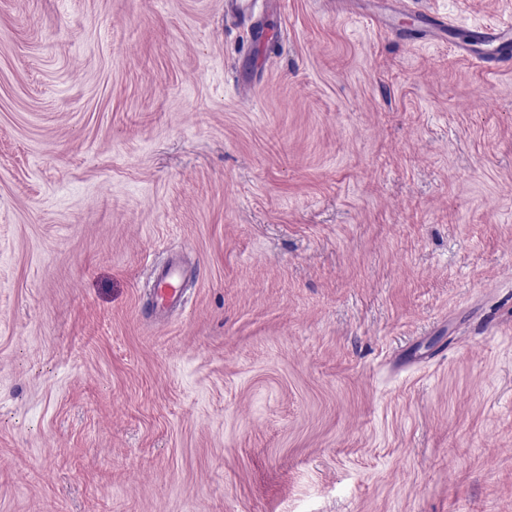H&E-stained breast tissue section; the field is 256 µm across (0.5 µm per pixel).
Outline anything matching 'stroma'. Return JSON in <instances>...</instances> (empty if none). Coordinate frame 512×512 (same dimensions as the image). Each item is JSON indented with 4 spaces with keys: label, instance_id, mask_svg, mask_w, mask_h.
I'll use <instances>...</instances> for the list:
<instances>
[{
    "label": "stroma",
    "instance_id": "obj_1",
    "mask_svg": "<svg viewBox=\"0 0 512 512\" xmlns=\"http://www.w3.org/2000/svg\"><path fill=\"white\" fill-rule=\"evenodd\" d=\"M405 3L0 0V512H512V64L402 37L512 0ZM181 277L180 266L171 261L157 277L155 302L162 308L168 309L181 306L184 301V292L179 285Z\"/></svg>",
    "mask_w": 512,
    "mask_h": 512
}]
</instances>
